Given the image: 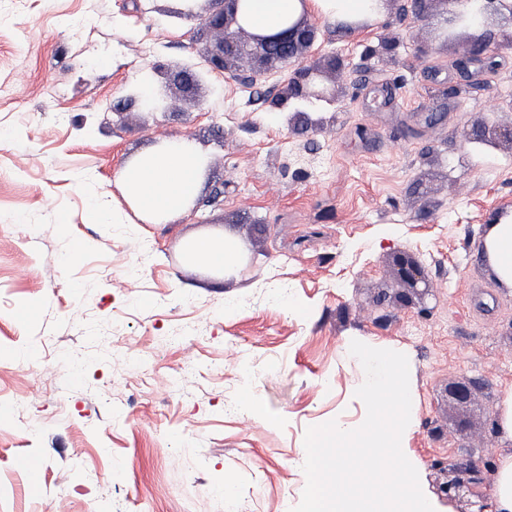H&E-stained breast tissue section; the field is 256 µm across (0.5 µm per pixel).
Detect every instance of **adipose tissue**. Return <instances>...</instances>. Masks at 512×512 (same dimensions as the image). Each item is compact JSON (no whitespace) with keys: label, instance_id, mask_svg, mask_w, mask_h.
<instances>
[{"label":"adipose tissue","instance_id":"1","mask_svg":"<svg viewBox=\"0 0 512 512\" xmlns=\"http://www.w3.org/2000/svg\"><path fill=\"white\" fill-rule=\"evenodd\" d=\"M247 21L253 28H278L283 20L309 6L319 13L343 19L375 16L376 0H246ZM205 169L203 154L193 145L169 143L153 146L123 166L117 179L127 204L157 221L181 216L198 196ZM192 262L205 265L216 277L238 265L242 251L231 237L189 240ZM485 246L493 272L512 288V224L492 225Z\"/></svg>","mask_w":512,"mask_h":512}]
</instances>
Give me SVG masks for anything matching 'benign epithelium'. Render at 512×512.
<instances>
[{
    "label": "benign epithelium",
    "instance_id": "obj_1",
    "mask_svg": "<svg viewBox=\"0 0 512 512\" xmlns=\"http://www.w3.org/2000/svg\"><path fill=\"white\" fill-rule=\"evenodd\" d=\"M208 11L201 16V31L208 37L206 62L211 70L224 72L234 67H249L254 62L261 64H283L293 70V76L286 93L271 100L272 106L281 111L289 110L290 104L311 99L333 103L336 101V69L340 63L336 59L326 64L305 65L302 61L304 50L316 39L317 27L308 19L306 12L288 20L277 31H259L251 28L245 15V0H207ZM445 5L443 35L456 36L457 31L475 25L487 14L488 7L496 13L504 11L512 15V5L505 0H439ZM485 55L483 46L476 42H465L456 61L458 69L464 71L469 65ZM174 84L180 92L194 94L200 89L196 74L181 70L174 76ZM135 105L146 110H159L164 107V99L148 91L136 97L121 98L113 104L116 110H126ZM506 138L512 142V126L506 128L484 127L472 133L463 132L466 144L497 145ZM397 280L403 285L398 298L408 301L412 295L425 297L431 294L429 275L422 265L413 259L400 256L396 261ZM473 383H453L448 386V397L459 404L471 400ZM446 471L456 477L440 487V495L450 497L460 489L479 484L474 471L461 467L453 461L441 464Z\"/></svg>",
    "mask_w": 512,
    "mask_h": 512
}]
</instances>
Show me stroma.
Returning a JSON list of instances; mask_svg holds the SVG:
<instances>
[{
    "label": "stroma",
    "instance_id": "1",
    "mask_svg": "<svg viewBox=\"0 0 512 512\" xmlns=\"http://www.w3.org/2000/svg\"><path fill=\"white\" fill-rule=\"evenodd\" d=\"M182 7L0 0V512H291L307 428L366 417L355 339L407 356L402 446L439 512H469L471 495L438 494L440 461L477 470L485 493L488 458L512 455L491 429L512 391V288L480 258L486 225L512 221V143L459 134L512 124V18L456 42L436 0H386L356 33L312 15L309 60L345 69L336 103L310 106L323 130L305 132L269 103L287 69L210 71ZM486 37L503 45L495 68L463 77L461 40ZM170 67L201 73L198 96ZM142 86L166 112L113 113ZM175 139L224 201L153 224L116 174ZM199 234L236 238L247 270L181 261ZM402 254L428 271L429 315L393 299ZM461 380L477 383L465 407L445 392Z\"/></svg>",
    "mask_w": 512,
    "mask_h": 512
}]
</instances>
